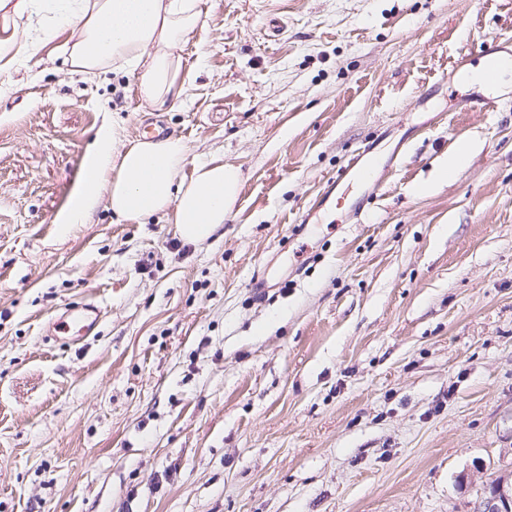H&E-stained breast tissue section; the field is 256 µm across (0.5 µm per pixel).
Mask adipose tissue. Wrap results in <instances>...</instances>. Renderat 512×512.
Segmentation results:
<instances>
[{
    "instance_id": "adipose-tissue-1",
    "label": "adipose tissue",
    "mask_w": 512,
    "mask_h": 512,
    "mask_svg": "<svg viewBox=\"0 0 512 512\" xmlns=\"http://www.w3.org/2000/svg\"><path fill=\"white\" fill-rule=\"evenodd\" d=\"M0 71L25 60L64 29L71 73L92 80L114 70L134 75L139 97L155 111L175 107L192 79L180 55L206 25L199 0H0ZM178 137L119 143L104 125L89 147L61 224L89 223L99 205L125 222L161 214L200 245L230 217L242 184L239 167L213 157L189 163ZM191 176H184L185 166Z\"/></svg>"
}]
</instances>
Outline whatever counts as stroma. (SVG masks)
I'll return each instance as SVG.
<instances>
[{"label": "stroma", "mask_w": 512, "mask_h": 512, "mask_svg": "<svg viewBox=\"0 0 512 512\" xmlns=\"http://www.w3.org/2000/svg\"><path fill=\"white\" fill-rule=\"evenodd\" d=\"M201 7L168 112L70 74L67 30L0 72V512H480L512 479V88L456 65L512 57V0ZM107 122L240 166L204 246L57 223ZM370 144L361 214L322 203ZM90 301L95 337L46 339Z\"/></svg>", "instance_id": "1"}]
</instances>
